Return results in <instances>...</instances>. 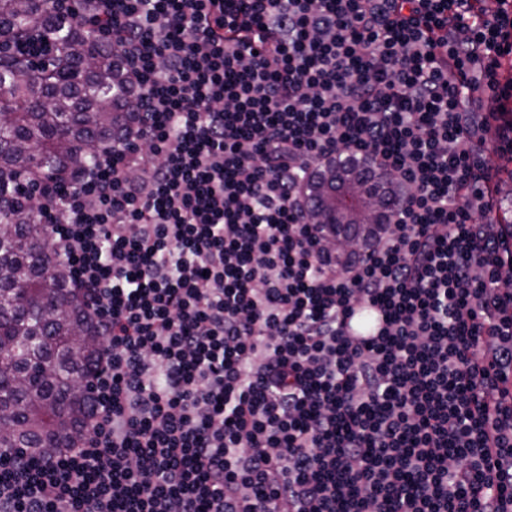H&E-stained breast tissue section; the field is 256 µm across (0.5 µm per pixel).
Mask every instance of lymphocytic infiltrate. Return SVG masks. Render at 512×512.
<instances>
[{"label": "lymphocytic infiltrate", "instance_id": "lymphocytic-infiltrate-1", "mask_svg": "<svg viewBox=\"0 0 512 512\" xmlns=\"http://www.w3.org/2000/svg\"><path fill=\"white\" fill-rule=\"evenodd\" d=\"M479 2L94 0L134 130L33 198L102 351L0 512H512V8ZM337 160L402 188L341 262L301 194ZM486 158L493 165L499 168V175L496 180V198L499 202V216L501 224H504V217L508 216L512 224V161L509 156H500L493 151L491 144H486Z\"/></svg>", "mask_w": 512, "mask_h": 512}]
</instances>
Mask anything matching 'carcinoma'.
<instances>
[{"instance_id": "1", "label": "carcinoma", "mask_w": 512, "mask_h": 512, "mask_svg": "<svg viewBox=\"0 0 512 512\" xmlns=\"http://www.w3.org/2000/svg\"><path fill=\"white\" fill-rule=\"evenodd\" d=\"M36 23L55 46L50 65L0 55V448L32 454L65 448L78 435L90 400L81 383L101 341L80 300L53 312L42 305L69 294L68 270L49 265L21 185L86 172L101 146L127 137L133 119L117 47L89 40L79 21L55 14L46 0H0L1 36L23 39ZM333 185L356 188L363 206L334 205L327 193ZM307 188L336 236L338 260L343 233L368 240L394 197L388 179L369 187L352 164L317 172Z\"/></svg>"}]
</instances>
